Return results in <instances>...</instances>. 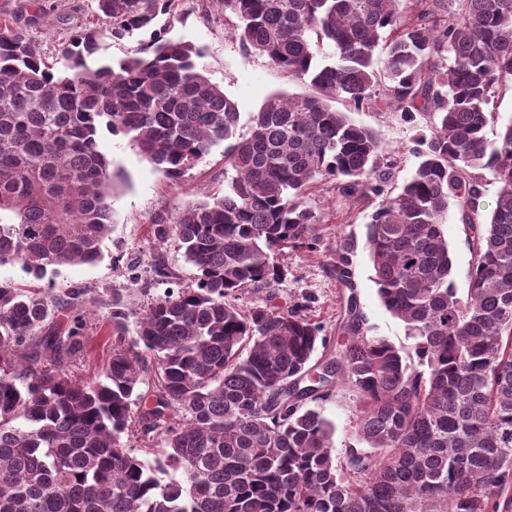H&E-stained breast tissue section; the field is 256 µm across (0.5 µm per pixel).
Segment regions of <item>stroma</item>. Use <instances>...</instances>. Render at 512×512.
<instances>
[{"mask_svg":"<svg viewBox=\"0 0 512 512\" xmlns=\"http://www.w3.org/2000/svg\"><path fill=\"white\" fill-rule=\"evenodd\" d=\"M12 13L18 25L27 30L47 61H54L61 48L75 32L87 26L102 27L96 0H0V10ZM233 16L212 0H181L176 12L158 15L150 28L135 32L121 41L102 35L98 52L90 64L118 60L132 50L146 46L154 35L181 39L203 48V63L211 80L223 87L241 112L237 136H247L250 117L264 101L276 93L308 94L309 84L288 77L260 54L246 51L231 35ZM356 122L371 127L395 160L394 186L408 179L417 159L412 153L419 134L420 121L404 119L386 109L354 113ZM100 139L112 162L114 183L111 233L105 242V257L94 265L62 268L54 281L27 279L20 266L0 267V280L27 283L41 291L63 294L73 288L88 289L94 295L85 349L68 366L73 378L96 377L112 352V338L105 324L112 311L113 298H120L130 320H137L150 302L171 288L173 282L191 281L196 269L186 262L176 243H158L150 219L161 209L184 207L224 194V148L215 146L193 169L177 180L144 157L123 134L100 130ZM306 204L322 219L328 242L338 231L354 234L359 242L353 258L355 279L363 310L375 335L400 344L405 340L400 322L382 306L372 281L373 269L363 244L368 211L350 208L329 184L320 183L308 190ZM452 259L451 277L459 293H466L471 253L463 227L456 217L444 226ZM163 259L172 279L155 276L152 264ZM327 247L318 253L301 250L289 252L283 264L284 278L274 286V303L287 306L296 302L307 305L313 319L322 323L326 335L336 333L339 287L326 271ZM322 415L334 426L333 446L337 452L356 445L353 429L355 404L342 392L319 402Z\"/></svg>","mask_w":512,"mask_h":512,"instance_id":"35a3bbf8","label":"stroma"}]
</instances>
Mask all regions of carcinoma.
Here are the masks:
<instances>
[{
	"label": "carcinoma",
	"mask_w": 512,
	"mask_h": 512,
	"mask_svg": "<svg viewBox=\"0 0 512 512\" xmlns=\"http://www.w3.org/2000/svg\"><path fill=\"white\" fill-rule=\"evenodd\" d=\"M96 2L121 40L180 0ZM403 2L218 0L245 49L316 93L275 94L252 113L250 135L224 151V196L152 215L157 241H177L197 276L148 306L131 340L112 300L100 377L64 369L84 348L88 291L51 301L0 281V512H500L512 487V123L493 141L485 129L496 88L512 82V0H432L435 28ZM100 39L86 27L48 63L0 14V267L42 279L102 257L112 161L100 128L173 180L235 135L238 105L201 48L158 36L147 56L93 67ZM336 100L425 119L397 194L376 132ZM483 170L497 185L489 210ZM317 182L349 202L381 198L366 247L410 344L370 334L346 233L326 263L348 290L336 336L273 293L238 304L282 280L287 250L323 246L304 201ZM451 205L472 255L464 297L443 231ZM340 391L362 446L337 455L314 403ZM129 432L163 451L136 453Z\"/></svg>",
	"instance_id": "obj_1"
}]
</instances>
